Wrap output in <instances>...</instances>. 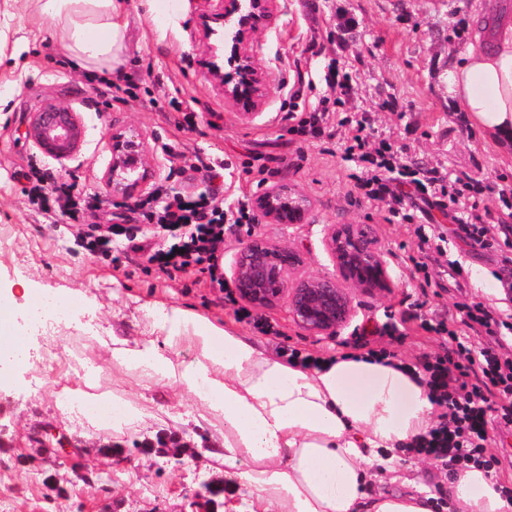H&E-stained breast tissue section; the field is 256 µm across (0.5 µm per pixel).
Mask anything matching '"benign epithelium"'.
Instances as JSON below:
<instances>
[{
  "instance_id": "obj_1",
  "label": "benign epithelium",
  "mask_w": 512,
  "mask_h": 512,
  "mask_svg": "<svg viewBox=\"0 0 512 512\" xmlns=\"http://www.w3.org/2000/svg\"><path fill=\"white\" fill-rule=\"evenodd\" d=\"M221 2L223 11L215 17L221 29L209 25L210 17H202L207 36L212 38L203 66L224 89V99L240 117L252 119L258 115L271 87L267 72L255 62L251 40L274 16L277 0ZM25 135L41 154L63 164L79 150L84 130L70 107L49 104L34 114ZM135 148H144L143 142L127 136L122 128L112 130L108 138L111 164L106 181L115 197L129 199L152 194L154 175L150 170L129 176V152ZM252 207L271 223L291 227L305 223L309 204L298 193L271 186L253 199ZM323 245L336 265V276L312 277L290 284L288 275L300 266L301 255L261 235H247L234 269L240 298L262 308L286 295L292 316L301 327L316 334H335L353 315L348 289L383 291L390 287L389 276L382 247L368 225L329 224ZM33 440L42 447H54L58 454L71 448L67 437L49 426L41 427Z\"/></svg>"
}]
</instances>
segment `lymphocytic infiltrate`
Here are the masks:
<instances>
[{"label": "lymphocytic infiltrate", "mask_w": 512, "mask_h": 512, "mask_svg": "<svg viewBox=\"0 0 512 512\" xmlns=\"http://www.w3.org/2000/svg\"><path fill=\"white\" fill-rule=\"evenodd\" d=\"M348 122L351 136L345 152L360 168L354 177L355 188L368 200L387 203L390 213L403 223L415 224L420 245H428L430 236L424 225L416 224L414 214L404 209L408 186L427 205L447 208L471 245L487 246L494 233L512 227L511 197L501 196L497 215L479 213L480 181L448 180L401 163L389 142H370L364 118L354 115ZM29 194L41 208L72 218L93 207L91 197L76 193L71 186L49 184L47 175L40 172L34 173ZM147 218L164 227L190 229L168 251L154 252V260L177 271L193 267L216 274L217 251L224 242V206L215 195L155 201ZM421 327L447 336L451 349L422 364L421 379L441 415L434 428L414 440L412 452L434 461L494 468L498 460L488 451L487 416L494 412L502 421L512 422V353L476 346L475 339L512 334V322L485 304L472 302L455 304L448 316L422 321Z\"/></svg>", "instance_id": "obj_1"}]
</instances>
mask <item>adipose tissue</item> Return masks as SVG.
<instances>
[{
	"label": "adipose tissue",
	"mask_w": 512,
	"mask_h": 512,
	"mask_svg": "<svg viewBox=\"0 0 512 512\" xmlns=\"http://www.w3.org/2000/svg\"><path fill=\"white\" fill-rule=\"evenodd\" d=\"M49 18L71 66L116 72L122 64L126 0H25ZM448 92L470 125L499 148L512 145V22L493 50L469 47L448 71ZM152 333L113 338L112 362L194 398L219 423L209 455L224 468V512H430L431 489L369 492L370 479L396 478L398 452L434 425L422 381L370 358L345 355L308 370L266 355L250 337L181 307H149ZM29 345L11 301H0V384ZM192 349L191 359L180 355ZM116 405L113 428L139 424L131 403L75 391L63 411ZM455 512H512L490 472L474 466L448 477Z\"/></svg>",
	"instance_id": "obj_1"
}]
</instances>
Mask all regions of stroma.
Instances as JSON below:
<instances>
[{
    "label": "stroma",
    "instance_id": "stroma-1",
    "mask_svg": "<svg viewBox=\"0 0 512 512\" xmlns=\"http://www.w3.org/2000/svg\"><path fill=\"white\" fill-rule=\"evenodd\" d=\"M125 63L112 79L111 94H96L85 72L69 66L49 20L0 0V296L11 298L20 330L28 331L30 360L15 368L11 383L0 386V497L13 512H224L223 496L194 504L202 484L220 488L224 476L203 457L211 427L201 420L194 399L119 370L106 346L89 338L82 322L54 333L29 332L31 307L23 285L42 290L85 292L95 305L102 335L133 339L146 329L145 306L152 302L189 309L218 326L257 339L270 354L293 347L328 358L387 348L398 359L421 364L442 354L448 339L425 332L422 318L446 314L455 303L476 301L512 315V237L497 235L485 247L470 246L459 224L431 209L420 223L434 225L446 244L430 251L427 272L411 261L418 255L415 226L392 218L387 205L358 194L346 160L348 130L343 117L362 113L373 140H389L407 160L445 177L483 182L480 209L497 210L500 190H512V156L503 155L473 128L448 93V69L470 44L479 42L476 22L499 0H279L270 24L252 42L257 63L269 74L271 93L260 113L240 120L224 91L205 73L206 35L197 20L222 9L220 0H126ZM29 32L28 51L18 52L17 31ZM338 67L352 86L349 97H327L324 77ZM134 97H125L128 85ZM299 103L288 112L289 97ZM68 104L85 138L66 166L41 155L24 136L35 112ZM192 103V126L181 123L176 106ZM325 103L321 136L291 133L300 116ZM124 128L145 138L148 168L158 170L154 189L162 195L204 192L213 186L205 159L224 164V209L234 212L238 198L261 188L284 185L311 206L308 223L294 228L256 216L252 232L300 251L298 277L335 272L323 245L329 224H368L377 235L390 274L387 291H351L352 321L334 335H317L293 319L287 298L260 309L278 326L274 335L258 333L239 320L236 307L209 273H182L149 262L175 238L148 223L141 198L109 195L104 179L111 155L106 135ZM39 168L57 182L72 184L99 198L82 221L44 212L33 205L27 176ZM116 227L109 251L86 248L84 225ZM463 269L455 271L451 263ZM405 320L406 334L392 340L381 330L389 320ZM98 369L96 392L129 400L143 410L135 428H92L77 416L62 415L57 404L64 389L83 387L87 366ZM52 425L77 439L71 457L39 452L34 432ZM489 450L499 464V483L512 484V426L489 416ZM111 454H104V447ZM87 479L77 478V471Z\"/></svg>",
    "mask_w": 512,
    "mask_h": 512
}]
</instances>
